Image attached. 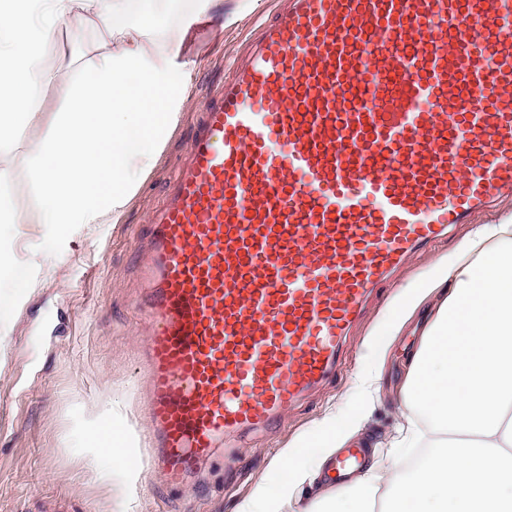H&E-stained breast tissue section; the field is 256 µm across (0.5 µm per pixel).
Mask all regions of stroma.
Returning <instances> with one entry per match:
<instances>
[{
	"label": "stroma",
	"mask_w": 512,
	"mask_h": 512,
	"mask_svg": "<svg viewBox=\"0 0 512 512\" xmlns=\"http://www.w3.org/2000/svg\"><path fill=\"white\" fill-rule=\"evenodd\" d=\"M281 6L282 0H224L223 15L198 24L194 18L203 7L191 0L158 36L161 45L184 36L181 58L196 66L177 124L129 201L123 223L77 225L54 236L34 221L38 200L20 151L0 156L22 217L11 230L10 259L29 264L34 282L14 321L0 327V512H112L95 476L87 434L101 406L114 399L138 432L149 428L142 356L147 320L138 308L148 224L186 157L205 103L231 80L234 61ZM111 27L107 19L94 27L66 21L56 29L46 55L58 83L76 80L83 58ZM468 230L456 225L446 239L415 252L402 271L380 283L344 346L340 371L274 426L227 438L198 478L168 485L148 466L145 445L130 448L139 472L134 512H236L257 479L277 478L273 463L279 451L314 434L327 413L353 401V378L374 359L368 336L394 295ZM421 332L420 320H412L386 352L364 430L370 445H385L402 421L405 360Z\"/></svg>",
	"instance_id": "35a3bbf8"
}]
</instances>
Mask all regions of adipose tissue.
Instances as JSON below:
<instances>
[{
  "label": "adipose tissue",
  "instance_id": "1",
  "mask_svg": "<svg viewBox=\"0 0 512 512\" xmlns=\"http://www.w3.org/2000/svg\"><path fill=\"white\" fill-rule=\"evenodd\" d=\"M112 0H0V147L23 145L22 159L40 199L38 223L63 235L75 224L121 223L143 176L158 162L177 123L180 95L193 62L175 65L182 40L158 47L147 19L165 12V0H138L135 10L112 9ZM112 18L110 38L85 63L79 79L58 85L63 106L41 110L40 92L57 85L45 57L56 28L69 18L92 26ZM35 140L25 141L30 128ZM0 234V325L32 291L26 267L8 259ZM437 301L419 348L410 356L403 402L407 420L394 448L427 445L414 469L372 462L356 486L327 490L317 512H512V224H478L417 281L401 289L371 347L383 352L429 301ZM381 377L360 370L354 390L363 399L352 411L329 414L323 441L305 455L282 449L288 477L260 478L237 512H281L367 418ZM101 463L98 478L117 506L128 504L135 472L124 454L132 429L115 422L88 433Z\"/></svg>",
  "mask_w": 512,
  "mask_h": 512
}]
</instances>
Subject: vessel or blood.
Instances as JSON below:
<instances>
[{"instance_id": "1", "label": "vessel or blood", "mask_w": 512, "mask_h": 512, "mask_svg": "<svg viewBox=\"0 0 512 512\" xmlns=\"http://www.w3.org/2000/svg\"><path fill=\"white\" fill-rule=\"evenodd\" d=\"M512 197V0H287L150 220L151 460L184 484L333 373L408 254ZM364 463L345 449L343 479Z\"/></svg>"}]
</instances>
